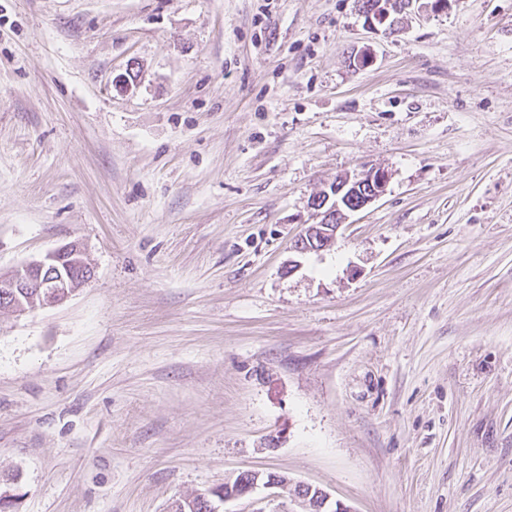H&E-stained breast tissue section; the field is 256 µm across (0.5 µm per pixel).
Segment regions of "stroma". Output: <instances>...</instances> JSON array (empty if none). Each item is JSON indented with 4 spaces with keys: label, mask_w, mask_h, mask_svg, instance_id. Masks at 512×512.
Listing matches in <instances>:
<instances>
[{
    "label": "stroma",
    "mask_w": 512,
    "mask_h": 512,
    "mask_svg": "<svg viewBox=\"0 0 512 512\" xmlns=\"http://www.w3.org/2000/svg\"><path fill=\"white\" fill-rule=\"evenodd\" d=\"M135 77L132 88L118 84ZM388 171L334 246L310 198ZM10 512H169L245 470L350 512H512V0H0ZM391 1L392 0H386L384 3V0H380L373 8L369 7L367 11H362L368 26L374 28L377 25L385 26V31L389 34L395 31V22L394 20L390 21ZM72 269V270H71ZM73 270H80L78 277ZM93 276L81 246L71 242L62 245L39 260H34L10 273L0 275V302L12 310L26 312L32 301L36 305L63 303ZM80 282L79 286L76 283ZM32 294V295H31Z\"/></svg>",
    "instance_id": "stroma-1"
}]
</instances>
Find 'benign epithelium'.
I'll return each mask as SVG.
<instances>
[{"label": "benign epithelium", "instance_id": "benign-epithelium-1", "mask_svg": "<svg viewBox=\"0 0 512 512\" xmlns=\"http://www.w3.org/2000/svg\"><path fill=\"white\" fill-rule=\"evenodd\" d=\"M390 9L391 0H379L377 5L363 12L367 25L383 26L389 33L394 31L395 22L390 20ZM388 180V171L373 167L336 178L311 198L310 209L316 222L305 225L303 232L294 240V251L307 253L329 249L348 216L380 198L386 191ZM92 276L93 270L85 261L81 246L71 242L38 260L1 274L0 303L19 312L27 311L34 300L43 307L54 306L74 293L76 283L84 284ZM275 489L288 490L304 512H350L346 506L331 501L330 495L320 488L291 482L276 473L259 471H244L236 482L224 483L221 502L252 497L263 491L271 495Z\"/></svg>", "mask_w": 512, "mask_h": 512}]
</instances>
